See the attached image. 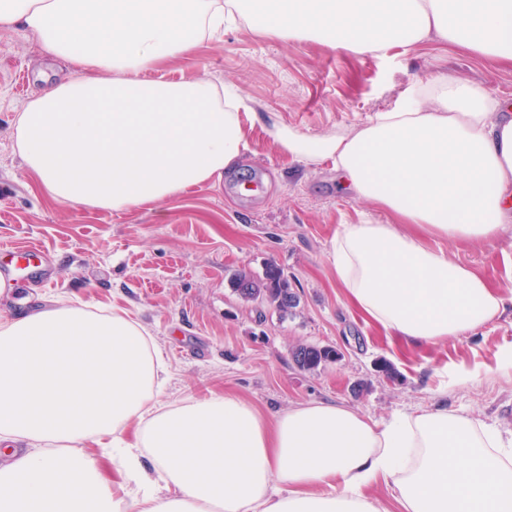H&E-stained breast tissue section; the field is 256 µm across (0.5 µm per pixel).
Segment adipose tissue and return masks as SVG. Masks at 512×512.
Returning a JSON list of instances; mask_svg holds the SVG:
<instances>
[{"label":"adipose tissue","instance_id":"1","mask_svg":"<svg viewBox=\"0 0 512 512\" xmlns=\"http://www.w3.org/2000/svg\"><path fill=\"white\" fill-rule=\"evenodd\" d=\"M381 54L435 40L512 63V0H0L76 76L18 112L16 147L54 201L124 211L221 181L249 149L232 85L147 79L239 27ZM288 157L332 163L392 224H343L329 258L350 302L416 344L476 332L512 310L423 235L488 243L512 229V105L448 76L392 108L310 135ZM163 352L126 312L83 304L0 322V512H512V442L440 403L379 423L311 403L266 421L249 402L162 401ZM135 484L132 499L115 486Z\"/></svg>","mask_w":512,"mask_h":512}]
</instances>
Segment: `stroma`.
Listing matches in <instances>:
<instances>
[{
  "label": "stroma",
  "mask_w": 512,
  "mask_h": 512,
  "mask_svg": "<svg viewBox=\"0 0 512 512\" xmlns=\"http://www.w3.org/2000/svg\"><path fill=\"white\" fill-rule=\"evenodd\" d=\"M68 73L26 30L0 29V245L38 247L54 267L45 278L24 261L1 256L15 290L0 294V319L56 300L126 311L164 351L166 402L230 393L269 420L324 402L380 423L445 402L512 429V368L498 366L500 350L512 345V313L477 333L424 345L366 322L336 282L329 242L339 225L391 224L394 216L353 200L331 163L289 159L268 136L275 122L309 134L355 125L440 74L512 99V65L435 41L358 55L246 28L226 32L150 76H206L238 85L251 104L243 117L251 147L245 163L220 182L121 212L55 202L14 150L16 113ZM429 245L512 294V234L490 244L433 239ZM271 261L299 296L295 315L244 301L229 283L234 271L259 274ZM296 343L333 347L340 358L316 372L301 371L290 357ZM384 361L397 380L380 371ZM451 369L473 378L452 382Z\"/></svg>",
  "instance_id": "stroma-1"
}]
</instances>
